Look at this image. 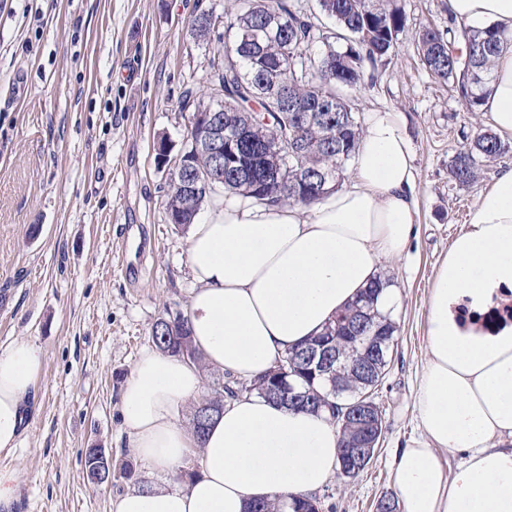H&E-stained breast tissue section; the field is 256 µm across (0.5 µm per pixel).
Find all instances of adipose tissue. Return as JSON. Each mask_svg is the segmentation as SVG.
Returning a JSON list of instances; mask_svg holds the SVG:
<instances>
[{"mask_svg":"<svg viewBox=\"0 0 512 512\" xmlns=\"http://www.w3.org/2000/svg\"><path fill=\"white\" fill-rule=\"evenodd\" d=\"M448 14L512 32V0H448ZM493 73L482 108L512 136V49ZM356 164L352 186L313 206L217 202L189 225L187 318L202 362L144 350L121 412L136 460L175 472L192 458L195 475L128 490L112 512H248L258 501L311 497L336 475L342 432L329 412L243 393L225 399L201 441L178 412L203 397V368L253 383L407 259L417 213L401 113L368 114ZM510 304L512 167L481 195L435 273L417 394L421 437L391 468L400 512H512V319H486ZM43 362L28 339L0 349V451L18 446ZM449 451L463 455L453 471Z\"/></svg>","mask_w":512,"mask_h":512,"instance_id":"obj_1","label":"adipose tissue"}]
</instances>
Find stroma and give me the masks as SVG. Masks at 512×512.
<instances>
[{"label":"stroma","instance_id":"1","mask_svg":"<svg viewBox=\"0 0 512 512\" xmlns=\"http://www.w3.org/2000/svg\"><path fill=\"white\" fill-rule=\"evenodd\" d=\"M406 16L391 60L350 92L358 121L394 110L413 149L417 224L408 260L389 273L398 331L375 395L384 428L357 478L319 491L322 512H376L392 495L390 465L417 434L418 377L426 359L428 298L449 243L512 151L470 185L448 176V157L489 113L467 112L421 65L422 26L448 25V0H397ZM234 0H0V346L28 338L45 351L38 390L17 448L0 452L19 498L12 512H110L112 498L168 473L133 464L93 487L84 449L113 466L131 462L121 390L151 327L187 313L191 283L184 227L169 223L168 169L156 145L180 151L191 113L223 55L218 39L187 29L202 10Z\"/></svg>","mask_w":512,"mask_h":512}]
</instances>
